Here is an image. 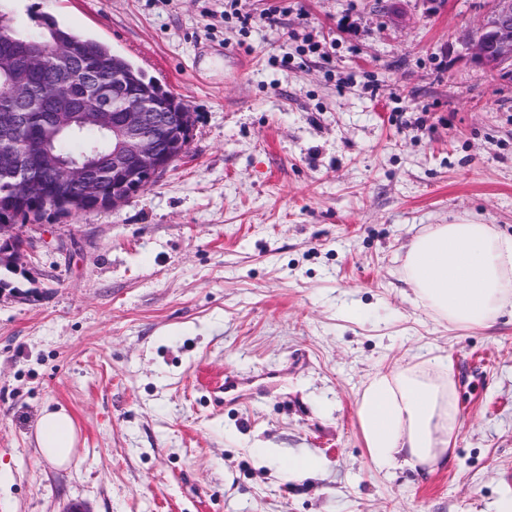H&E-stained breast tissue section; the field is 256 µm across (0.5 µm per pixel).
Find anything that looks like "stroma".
<instances>
[{
  "label": "stroma",
  "mask_w": 512,
  "mask_h": 512,
  "mask_svg": "<svg viewBox=\"0 0 512 512\" xmlns=\"http://www.w3.org/2000/svg\"><path fill=\"white\" fill-rule=\"evenodd\" d=\"M488 8L0 0L30 31L50 17L106 43L195 118L187 153L120 207L19 228L0 512H494L512 492V324L448 327L401 274L431 225L512 233V80L463 44ZM445 354L447 466L374 468L361 387ZM48 405L80 431L70 465L38 451ZM302 453L318 468L299 479Z\"/></svg>",
  "instance_id": "35a3bbf8"
}]
</instances>
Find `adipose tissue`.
Masks as SVG:
<instances>
[{
	"instance_id": "1",
	"label": "adipose tissue",
	"mask_w": 512,
	"mask_h": 512,
	"mask_svg": "<svg viewBox=\"0 0 512 512\" xmlns=\"http://www.w3.org/2000/svg\"><path fill=\"white\" fill-rule=\"evenodd\" d=\"M403 273L414 304L449 326L491 329L512 317V235L494 225H433L409 244ZM356 412L376 468L437 470L460 427L453 368L439 356L378 371L363 384ZM36 442L49 462L68 464L78 443L71 415L44 407Z\"/></svg>"
}]
</instances>
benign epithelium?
Wrapping results in <instances>:
<instances>
[{
	"instance_id": "obj_1",
	"label": "benign epithelium",
	"mask_w": 512,
	"mask_h": 512,
	"mask_svg": "<svg viewBox=\"0 0 512 512\" xmlns=\"http://www.w3.org/2000/svg\"><path fill=\"white\" fill-rule=\"evenodd\" d=\"M32 44L26 64L41 69L46 59H55L56 70L84 84L85 98L76 107L65 98L54 100L45 86L15 82L0 86V98L5 100L0 108V142L25 129L32 112L44 113L46 123L72 138L80 137L87 126L112 134L117 143L112 148V199L106 204L108 208H116L145 190L187 151L194 126L193 113L187 108L152 109L142 96L124 94L116 79L112 80L109 97L101 90L103 80L72 58L70 46L44 31L32 36ZM467 49L487 75L512 78V0H491L483 23L468 35ZM36 168L68 189L66 215L101 208L104 191L96 145H87L77 156H63L46 144ZM0 169L23 179L30 166L23 158L0 148ZM31 248L32 243L17 232L16 221L0 215V269L25 272L22 259Z\"/></svg>"
}]
</instances>
